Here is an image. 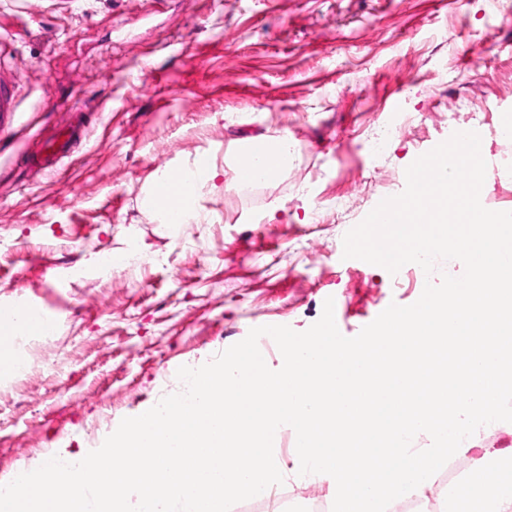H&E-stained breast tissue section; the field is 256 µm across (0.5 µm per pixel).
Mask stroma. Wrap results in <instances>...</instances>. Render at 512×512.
Masks as SVG:
<instances>
[{
    "mask_svg": "<svg viewBox=\"0 0 512 512\" xmlns=\"http://www.w3.org/2000/svg\"><path fill=\"white\" fill-rule=\"evenodd\" d=\"M0 307L54 318L31 367L0 380V485L83 459L120 421L177 393L249 330H307L334 301L356 336L425 281L343 256V237L400 194L419 156L468 127L488 144L482 203L512 209V0H0ZM407 115L383 156L368 139ZM84 136L54 169L26 163L56 125ZM288 130L293 159L224 192L252 137ZM206 155L205 224L172 234L141 201ZM150 263L101 277V251Z\"/></svg>",
    "mask_w": 512,
    "mask_h": 512,
    "instance_id": "1",
    "label": "stroma"
}]
</instances>
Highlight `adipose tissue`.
Listing matches in <instances>:
<instances>
[{
	"label": "adipose tissue",
	"instance_id": "adipose-tissue-1",
	"mask_svg": "<svg viewBox=\"0 0 512 512\" xmlns=\"http://www.w3.org/2000/svg\"><path fill=\"white\" fill-rule=\"evenodd\" d=\"M253 153L249 165H261L267 177L279 174L288 163V135L270 137L259 135L252 139ZM219 172L214 161L198 163L193 170H185L178 176L164 173L158 176L144 203L152 209L186 210L196 207V201L204 190L215 189ZM490 466L487 457L477 458L467 479L457 488L459 512H512V479L486 477Z\"/></svg>",
	"mask_w": 512,
	"mask_h": 512
}]
</instances>
